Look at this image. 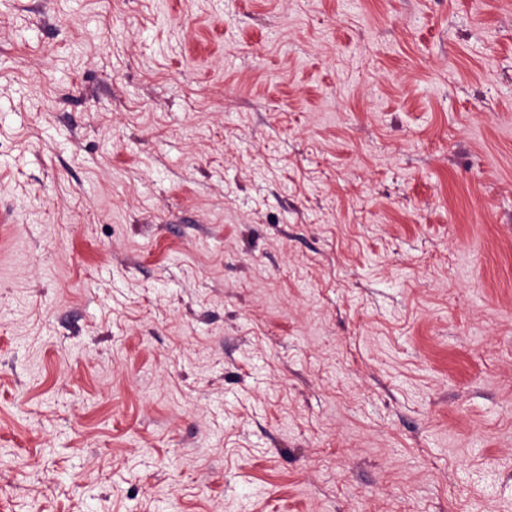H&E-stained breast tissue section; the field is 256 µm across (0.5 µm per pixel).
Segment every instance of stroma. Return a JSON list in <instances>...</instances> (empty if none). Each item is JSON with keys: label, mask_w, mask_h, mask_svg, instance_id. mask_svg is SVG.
<instances>
[{"label": "stroma", "mask_w": 512, "mask_h": 512, "mask_svg": "<svg viewBox=\"0 0 512 512\" xmlns=\"http://www.w3.org/2000/svg\"><path fill=\"white\" fill-rule=\"evenodd\" d=\"M0 512H512V0H0Z\"/></svg>", "instance_id": "1"}]
</instances>
